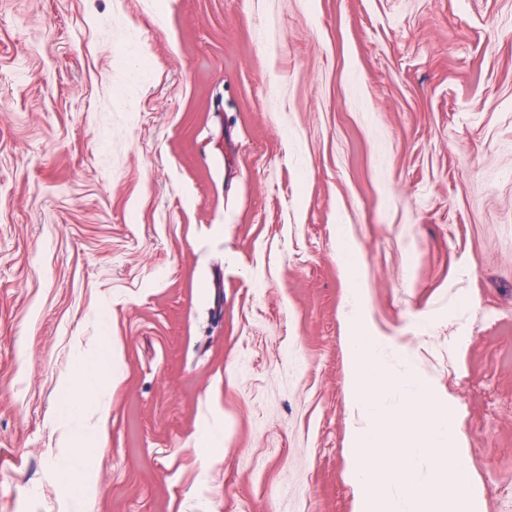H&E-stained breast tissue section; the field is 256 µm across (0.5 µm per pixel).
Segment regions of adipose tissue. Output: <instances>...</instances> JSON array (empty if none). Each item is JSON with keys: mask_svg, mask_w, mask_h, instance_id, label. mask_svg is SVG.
I'll list each match as a JSON object with an SVG mask.
<instances>
[{"mask_svg": "<svg viewBox=\"0 0 512 512\" xmlns=\"http://www.w3.org/2000/svg\"><path fill=\"white\" fill-rule=\"evenodd\" d=\"M115 349V342L106 336L85 349L83 369L71 379L68 395L56 413L61 445L67 450L58 474L76 501L84 500L93 491L94 476L86 451L96 447L105 434V419L94 417L93 412L101 407L100 376L111 372L107 358Z\"/></svg>", "mask_w": 512, "mask_h": 512, "instance_id": "1", "label": "adipose tissue"}]
</instances>
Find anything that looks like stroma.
<instances>
[{"mask_svg":"<svg viewBox=\"0 0 512 512\" xmlns=\"http://www.w3.org/2000/svg\"><path fill=\"white\" fill-rule=\"evenodd\" d=\"M353 287L512 512V0H0V512L105 334L81 512H353Z\"/></svg>","mask_w":512,"mask_h":512,"instance_id":"obj_1","label":"stroma"}]
</instances>
